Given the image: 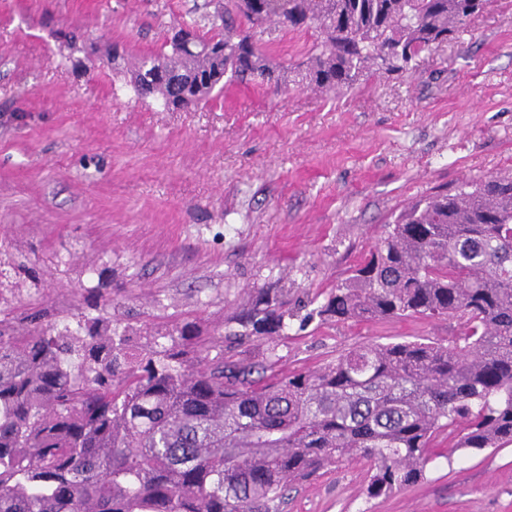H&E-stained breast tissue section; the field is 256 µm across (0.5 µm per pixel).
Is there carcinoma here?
Returning <instances> with one entry per match:
<instances>
[{"mask_svg":"<svg viewBox=\"0 0 512 512\" xmlns=\"http://www.w3.org/2000/svg\"><path fill=\"white\" fill-rule=\"evenodd\" d=\"M492 0H222L199 33L174 28L159 51L101 55L142 101L206 103L227 83L280 88L262 35L317 32L298 83L331 98L364 77L405 75ZM0 324V512H279L285 492L357 461L366 493L417 483L441 433L471 450L512 444V171L426 194L302 321L448 317L461 336L368 344L315 371L253 378L207 361L195 325L129 351L141 331L105 316ZM288 289L256 288L240 336H281Z\"/></svg>","mask_w":512,"mask_h":512,"instance_id":"cac0c4a2","label":"carcinoma"}]
</instances>
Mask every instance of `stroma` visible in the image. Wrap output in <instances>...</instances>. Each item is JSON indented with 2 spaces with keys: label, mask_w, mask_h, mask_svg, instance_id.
<instances>
[{
  "label": "stroma",
  "mask_w": 512,
  "mask_h": 512,
  "mask_svg": "<svg viewBox=\"0 0 512 512\" xmlns=\"http://www.w3.org/2000/svg\"><path fill=\"white\" fill-rule=\"evenodd\" d=\"M215 0H0V244L22 251L37 286L14 314L70 320L98 274L114 311L165 332L232 323L253 289L291 302L326 294L395 212L463 179L512 170V0H494L402 77L338 98L297 83L225 87L198 108L135 99L66 32L160 49ZM457 321L310 322L284 336H228L210 356L315 370L352 348L447 342ZM418 483L364 491L345 462L289 490L280 512H512V445L460 450L440 437Z\"/></svg>",
  "instance_id": "obj_1"
}]
</instances>
